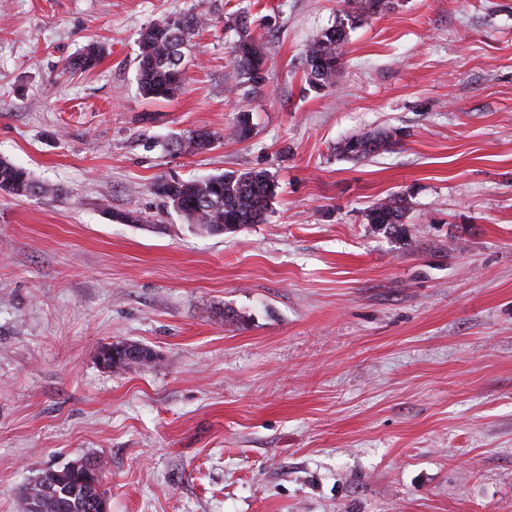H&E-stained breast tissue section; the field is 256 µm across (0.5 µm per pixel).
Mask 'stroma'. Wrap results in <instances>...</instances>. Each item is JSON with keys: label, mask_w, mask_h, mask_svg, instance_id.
I'll list each match as a JSON object with an SVG mask.
<instances>
[{"label": "stroma", "mask_w": 512, "mask_h": 512, "mask_svg": "<svg viewBox=\"0 0 512 512\" xmlns=\"http://www.w3.org/2000/svg\"><path fill=\"white\" fill-rule=\"evenodd\" d=\"M336 3L0 0V160L44 188L0 192V512L94 456L110 512H512V0H398L316 90ZM185 12L219 24L149 102L139 34ZM374 129L395 146L340 154ZM194 130L214 143L165 149ZM250 170L278 193L221 235L150 189ZM394 196L403 240L366 220ZM117 341L161 360L113 373ZM237 25L240 28V36L232 49L234 63L240 75L251 78L266 64V44L261 36L249 33L248 21L245 18L238 20Z\"/></svg>", "instance_id": "stroma-1"}]
</instances>
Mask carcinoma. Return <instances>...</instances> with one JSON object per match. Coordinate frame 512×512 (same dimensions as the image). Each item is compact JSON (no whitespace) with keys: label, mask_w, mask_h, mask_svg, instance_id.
I'll return each instance as SVG.
<instances>
[{"label":"carcinoma","mask_w":512,"mask_h":512,"mask_svg":"<svg viewBox=\"0 0 512 512\" xmlns=\"http://www.w3.org/2000/svg\"><path fill=\"white\" fill-rule=\"evenodd\" d=\"M395 8L393 0H341L336 24L323 30L305 48V74L308 84L319 88L330 83L340 69L343 48L349 33L370 17ZM211 19L201 13L166 17L147 27L140 34L138 83L143 97L155 101L168 100L181 88L185 79L183 60L192 38ZM240 36L232 52L238 73L251 77L266 64V44L259 36L249 33L248 21L238 22ZM102 50L96 46L72 57L67 70L87 71L97 66ZM212 134L193 131L183 139L170 142L174 151L194 153L209 147ZM392 145L391 135L370 130L357 134L341 146V152L353 159H364ZM278 185L264 171L225 172L205 179L157 180L151 191L199 230L211 234L234 232L264 220ZM0 190L15 197H31L44 192L30 172L22 166L0 160ZM406 206L399 198L382 200L371 207L368 223L390 234L403 231ZM127 342L107 347L112 352L106 368L122 372L134 364H147L155 354L143 347L139 356L127 355ZM79 468L47 469L28 481L21 496V512H93L94 505L105 498L102 482L95 474L104 471V461L98 457L77 461Z\"/></svg>","instance_id":"obj_1"}]
</instances>
